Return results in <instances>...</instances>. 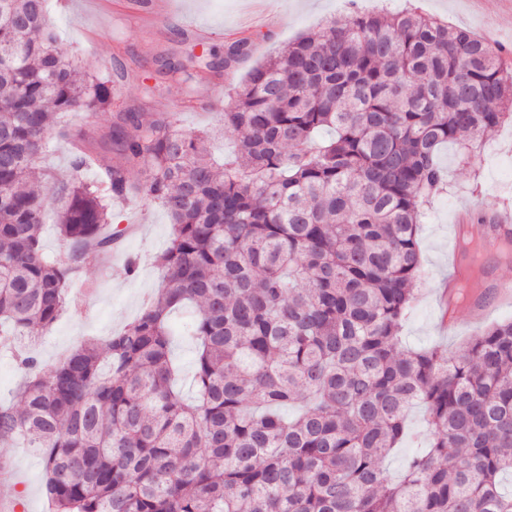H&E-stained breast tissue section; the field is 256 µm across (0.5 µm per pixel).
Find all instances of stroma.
<instances>
[{"label":"stroma","instance_id":"stroma-1","mask_svg":"<svg viewBox=\"0 0 512 512\" xmlns=\"http://www.w3.org/2000/svg\"><path fill=\"white\" fill-rule=\"evenodd\" d=\"M142 0H117L107 19H100L91 0H49L48 15L57 33L60 50L76 63L90 65L95 55L109 57L121 76L112 85V108L91 114L93 125L105 128L114 112L137 108L145 112L178 113L187 130H207V148L215 160L235 151L231 136L220 137L214 130L221 124L219 113L200 110V103L218 94L232 96L234 86L248 71L302 35L319 34L331 18L346 15L351 8L365 12L389 13L412 6L418 11L465 28L499 45L502 64L512 71V0H177L179 15L168 26L145 30L139 14ZM196 25L215 31V39L199 45L189 33ZM252 41L251 54L223 80L192 77L172 81L154 78L163 61L188 62L203 49L225 53L236 40ZM198 100L197 108L182 107L185 97ZM445 171L447 186L421 207L422 224L418 239L423 278L416 284L417 299L403 323L402 344L409 348L445 345L462 352L464 342L480 324L512 317V304L491 310L482 322L471 320L467 308H460L454 330H444L439 318L441 290L448 282V248L451 226L459 212L472 217L493 218L512 212V123L489 133L480 152L464 158L458 145L443 146L437 155ZM121 221L137 219L138 235L120 237L111 256L102 263L88 261L80 279L89 290L63 314L41 339L36 352L44 364H52L73 347L90 338H101L131 321L145 296L160 288L158 270L151 257L158 253L170 231L165 210L156 204L137 208L118 203L112 208ZM140 257L137 274H129L128 262ZM8 463L12 476L0 478V500L23 499L25 512H48L43 496L44 465L40 454L29 448H0V463Z\"/></svg>","mask_w":512,"mask_h":512}]
</instances>
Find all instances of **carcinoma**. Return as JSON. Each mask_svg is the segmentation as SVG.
Returning a JSON list of instances; mask_svg holds the SVG:
<instances>
[{
	"label": "carcinoma",
	"instance_id": "carcinoma-1",
	"mask_svg": "<svg viewBox=\"0 0 512 512\" xmlns=\"http://www.w3.org/2000/svg\"><path fill=\"white\" fill-rule=\"evenodd\" d=\"M46 2L0 0V335L41 336L72 305L74 271L119 238L112 201L171 221L162 286L132 321L49 367L18 355L0 447L42 455L52 512H512V318L462 355L400 344L439 148L512 122L500 49L413 9L334 19L234 88L238 151L217 165L174 112L74 126L112 105V81L60 54ZM249 53L192 68L220 79ZM55 141L77 169L108 145L113 163L59 180L38 164ZM42 182L64 258L42 248ZM176 336L197 350L190 403ZM416 405L428 448L392 482L383 460Z\"/></svg>",
	"mask_w": 512,
	"mask_h": 512
}]
</instances>
